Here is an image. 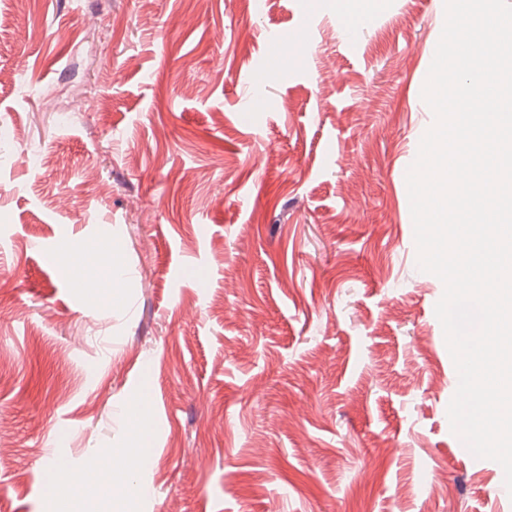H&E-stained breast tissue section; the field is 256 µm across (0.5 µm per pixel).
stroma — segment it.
<instances>
[{
  "label": "stroma",
  "instance_id": "stroma-1",
  "mask_svg": "<svg viewBox=\"0 0 512 512\" xmlns=\"http://www.w3.org/2000/svg\"><path fill=\"white\" fill-rule=\"evenodd\" d=\"M443 25L444 0H0V512L95 497L49 474L133 447L141 398L150 460L113 469L150 487L135 512H512L501 465L454 454L417 265ZM39 87L97 101L63 123ZM82 243L121 304L59 261Z\"/></svg>",
  "mask_w": 512,
  "mask_h": 512
}]
</instances>
